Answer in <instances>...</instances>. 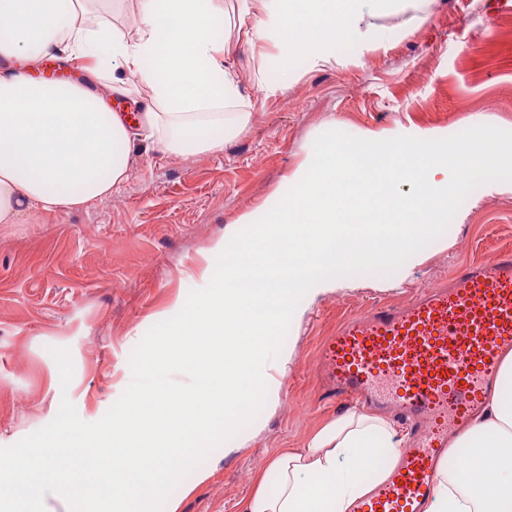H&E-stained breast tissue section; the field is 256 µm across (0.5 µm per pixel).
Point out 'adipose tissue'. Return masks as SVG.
Masks as SVG:
<instances>
[{"label":"adipose tissue","instance_id":"adipose-tissue-1","mask_svg":"<svg viewBox=\"0 0 512 512\" xmlns=\"http://www.w3.org/2000/svg\"><path fill=\"white\" fill-rule=\"evenodd\" d=\"M241 9L239 41L224 36L223 0H139L128 36L88 0H0V224L48 220L111 196L128 180L143 145L160 157L217 151L245 122L227 117L240 100L230 61L240 43L282 38V59L326 64L369 0H345L341 16L323 0H255ZM83 60V83L36 79L40 62ZM125 99L135 113L113 111ZM394 424L356 406L317 431L301 449H285L254 477L238 512H349L386 482L402 454ZM454 447H474L455 471L441 470L425 512H512V403L492 394ZM389 465L365 481L367 453Z\"/></svg>","mask_w":512,"mask_h":512}]
</instances>
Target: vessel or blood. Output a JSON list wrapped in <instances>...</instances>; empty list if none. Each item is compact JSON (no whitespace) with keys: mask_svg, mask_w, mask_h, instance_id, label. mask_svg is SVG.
Returning <instances> with one entry per match:
<instances>
[{"mask_svg":"<svg viewBox=\"0 0 512 512\" xmlns=\"http://www.w3.org/2000/svg\"><path fill=\"white\" fill-rule=\"evenodd\" d=\"M512 350V252L465 265L441 287L400 305L346 317L319 352L323 396L356 400L402 426L408 446L393 474L350 512H423L448 432L465 430L498 387Z\"/></svg>","mask_w":512,"mask_h":512,"instance_id":"obj_1","label":"vessel or blood"}]
</instances>
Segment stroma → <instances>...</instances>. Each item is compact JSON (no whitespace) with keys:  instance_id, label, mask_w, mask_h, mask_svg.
<instances>
[{"instance_id":"obj_1","label":"stroma","mask_w":512,"mask_h":512,"mask_svg":"<svg viewBox=\"0 0 512 512\" xmlns=\"http://www.w3.org/2000/svg\"><path fill=\"white\" fill-rule=\"evenodd\" d=\"M386 0L366 9L353 51L325 65H280L277 39L237 53V112L247 125L222 149L159 158L136 149L130 178L112 197L52 223L0 224V447L56 416L69 399L100 420L132 379L130 356L202 275L228 225L256 221L310 165L329 130L383 140L410 128L451 135L479 117L512 130V0ZM277 85L265 95V84ZM512 251V181L481 185L443 239L391 274L349 276L292 323L277 401L216 449L173 492L179 512H237L251 475L282 448H301L341 407L322 401L319 345L351 311L401 304L456 266ZM68 349L74 374L62 386L51 348Z\"/></svg>"}]
</instances>
